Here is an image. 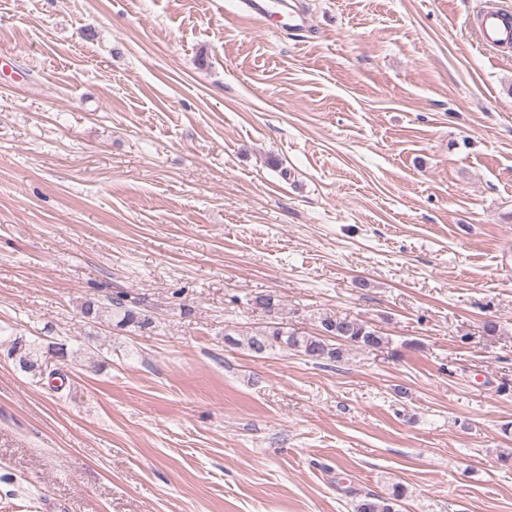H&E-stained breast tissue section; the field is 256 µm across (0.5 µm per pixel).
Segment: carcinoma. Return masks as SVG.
<instances>
[{
  "label": "carcinoma",
  "instance_id": "carcinoma-1",
  "mask_svg": "<svg viewBox=\"0 0 512 512\" xmlns=\"http://www.w3.org/2000/svg\"><path fill=\"white\" fill-rule=\"evenodd\" d=\"M112 312V326L123 331H142L154 327V318L138 308L136 302L128 301L127 295L118 294L109 301ZM225 342L231 346L244 345L255 356H264L271 352L293 351L312 360L328 364L342 362L352 349L376 350L389 343V338L367 322L346 317L326 316L319 321L317 332L301 334L288 329L282 323L272 321L265 329L254 334H224ZM19 352L29 367L42 362L41 348L31 343L14 340L8 355ZM407 496V488L395 484L384 494L367 492L353 503V512H401V503Z\"/></svg>",
  "mask_w": 512,
  "mask_h": 512
}]
</instances>
